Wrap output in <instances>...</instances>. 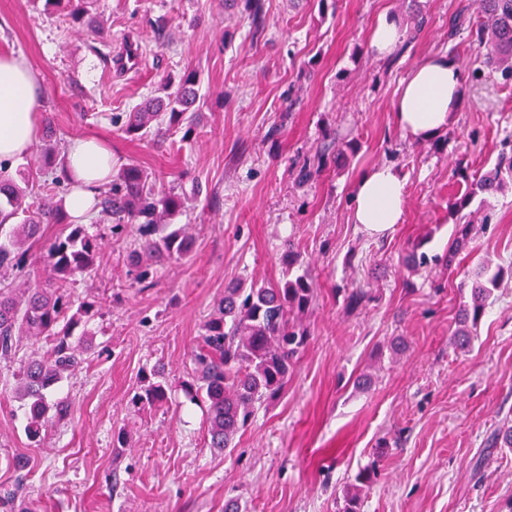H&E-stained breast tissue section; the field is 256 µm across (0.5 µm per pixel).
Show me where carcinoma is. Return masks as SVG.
Returning a JSON list of instances; mask_svg holds the SVG:
<instances>
[{
    "mask_svg": "<svg viewBox=\"0 0 512 512\" xmlns=\"http://www.w3.org/2000/svg\"><path fill=\"white\" fill-rule=\"evenodd\" d=\"M479 9L481 22L467 25L458 18L452 26L455 32L468 30L482 49L472 75L480 80L488 70L504 82L512 81V0H479ZM195 86L193 72L175 87L164 82L165 96L128 113L126 133L162 137L179 129L195 98ZM194 120L188 117L189 124ZM332 149L325 146L304 159L297 175L300 185L322 175ZM507 180L512 181V151L503 150L490 170L467 181L464 193L451 206L456 224L444 257L446 266H451L471 239L473 224L466 210L473 199L479 194L497 193ZM101 195L113 228L122 231L129 227L134 233L136 249L130 253L134 282L143 284L156 277V264L162 260H181L191 254L194 237L187 228L170 229V220L183 207L182 198L172 191L155 190L138 166L121 168L115 182ZM24 199L25 191L17 183L0 178V229L18 214H25L19 237L0 241V269H11L21 277L26 276L25 254L18 252V246L41 238L42 225L55 223L60 211L46 197L35 206L24 205ZM68 228L67 235L44 245L45 283L24 288L0 285V357L16 354L24 336H43L51 341L49 350L30 357L19 370V393L26 400L25 432L35 442L69 414L65 402L51 404L47 394L65 373L81 363V355L91 352L92 341L74 336V330L98 313L97 301L74 298L70 286L96 269L101 245L85 225L70 224ZM302 262L299 253L288 251L286 278L249 288L236 285L224 289V299L204 320L199 350L193 357L194 376L183 390L190 402L205 407L211 448L225 452L235 447V438L252 423L256 412L288 386L291 363L309 340L297 315L309 310L316 293L314 283L302 271ZM498 278L499 273L491 275L485 267L475 273L470 302L460 311L454 335L458 346L470 344ZM169 389L164 370L156 367L141 378L131 404L139 410L161 406L168 400ZM369 482L367 471L358 473L356 483L344 496L342 512H362V492Z\"/></svg>",
    "mask_w": 512,
    "mask_h": 512,
    "instance_id": "cac0c4a2",
    "label": "carcinoma"
}]
</instances>
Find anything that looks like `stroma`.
I'll return each mask as SVG.
<instances>
[{"label":"stroma","mask_w":512,"mask_h":512,"mask_svg":"<svg viewBox=\"0 0 512 512\" xmlns=\"http://www.w3.org/2000/svg\"><path fill=\"white\" fill-rule=\"evenodd\" d=\"M253 28L243 0H92L90 22L41 0H0V51L23 55L39 77L43 125L17 169L62 175L77 135L104 140L117 166L136 164L157 189L185 196L174 224L191 225L195 246L164 263L149 286L127 276L130 239L112 233L102 209L89 216L102 238L96 272L74 295H98L83 325L96 352L59 383L70 414L41 446L24 433L16 383L21 358L44 352L26 340L0 359V496L13 512H340L345 489L371 470L363 512H512V448L494 446L512 426V184L471 205L474 230L451 267L410 271L413 245L443 255L454 234L449 206L458 170L488 169L512 135V84L474 83L478 52L450 37L474 0H263ZM398 18L409 43L395 64L372 50L380 14ZM427 24L414 32L413 14ZM141 46L136 72L112 61ZM452 53L464 96L439 147L405 139L394 104L410 71ZM199 82L189 143L138 139L115 124L187 71ZM354 154L297 187L296 171L323 144ZM389 164L405 176L400 224L375 238L352 221L358 175ZM300 251L317 288L301 321L310 337L286 391L259 409L227 454L205 438L203 410L185 403L192 353L206 316L230 284L280 281ZM501 271L466 350L452 334L479 267ZM370 299L348 311L344 295ZM162 366L168 403L133 411L142 370ZM124 431V443L113 434Z\"/></svg>","instance_id":"35a3bbf8"}]
</instances>
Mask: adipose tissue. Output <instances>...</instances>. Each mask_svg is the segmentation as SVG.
Masks as SVG:
<instances>
[{"label": "adipose tissue", "mask_w": 512, "mask_h": 512, "mask_svg": "<svg viewBox=\"0 0 512 512\" xmlns=\"http://www.w3.org/2000/svg\"><path fill=\"white\" fill-rule=\"evenodd\" d=\"M463 82L457 63L438 54L416 66L395 102V123L404 136L425 142L445 132L462 103ZM36 75L23 56L0 52V171L9 172L27 154L40 128ZM71 181L65 210L74 219L95 205L99 188L112 179V150L100 140L71 138L64 153ZM406 205V182L389 165L367 168L354 184L352 217L371 236L400 223Z\"/></svg>", "instance_id": "ef3b65f1"}]
</instances>
